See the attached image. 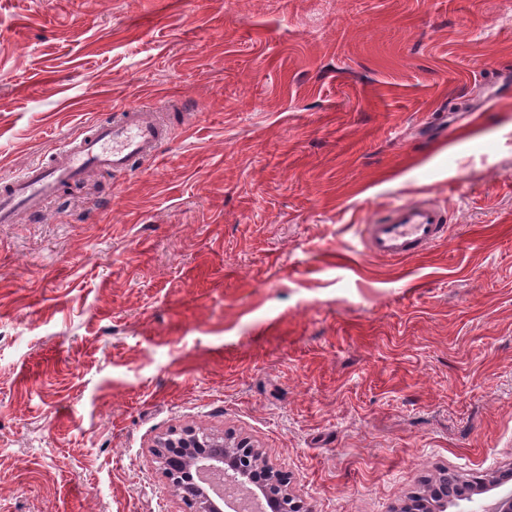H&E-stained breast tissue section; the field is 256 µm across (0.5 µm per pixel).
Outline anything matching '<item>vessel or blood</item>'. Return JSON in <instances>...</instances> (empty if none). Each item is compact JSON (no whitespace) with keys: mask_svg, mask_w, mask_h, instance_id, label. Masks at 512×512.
Here are the masks:
<instances>
[{"mask_svg":"<svg viewBox=\"0 0 512 512\" xmlns=\"http://www.w3.org/2000/svg\"><path fill=\"white\" fill-rule=\"evenodd\" d=\"M170 138V131L138 104L125 107L118 120L88 124L83 136L66 140L48 161L0 181V224L20 223L26 213L48 207L62 186L79 182L89 169L123 173L132 160L155 158ZM364 230L370 253L399 259L446 239L448 220L432 200L419 198L394 205L386 218Z\"/></svg>","mask_w":512,"mask_h":512,"instance_id":"b4317fda","label":"vessel or blood"}]
</instances>
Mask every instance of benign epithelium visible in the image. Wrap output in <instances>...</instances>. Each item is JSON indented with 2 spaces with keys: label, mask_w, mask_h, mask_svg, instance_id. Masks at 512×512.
<instances>
[{
  "label": "benign epithelium",
  "mask_w": 512,
  "mask_h": 512,
  "mask_svg": "<svg viewBox=\"0 0 512 512\" xmlns=\"http://www.w3.org/2000/svg\"><path fill=\"white\" fill-rule=\"evenodd\" d=\"M222 436L192 426L169 430L153 445L160 470L167 481L178 485L190 512H223V503L209 495L194 479L202 469L233 472L241 478L236 487L256 488L268 503L269 512H304L281 474L266 463L257 464L260 452L246 437L223 445ZM507 479L492 474L470 484L468 501L460 512H512V488L499 492Z\"/></svg>",
  "instance_id": "obj_1"
}]
</instances>
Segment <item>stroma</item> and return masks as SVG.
<instances>
[{
  "label": "stroma",
  "instance_id": "obj_1",
  "mask_svg": "<svg viewBox=\"0 0 512 512\" xmlns=\"http://www.w3.org/2000/svg\"><path fill=\"white\" fill-rule=\"evenodd\" d=\"M133 103L157 158L0 224V512H185L188 425L306 512L512 467V0H0V174ZM447 215L427 198L409 200L387 210L386 219L364 226L366 249L375 255L399 259L419 254L447 237ZM223 438L199 428L185 426L169 430L152 446L163 476L172 486L178 484L189 511H224L223 503L211 497L194 479L196 470L212 469L223 474L234 472L238 475L242 483H236L237 492L240 487H247L253 494L252 487L256 488L267 500V511L304 512L301 502L296 500L286 481L282 480V475L260 461L259 450L247 437L240 438L232 446L224 444L223 455L211 456L210 448H222L223 442L220 439ZM257 463L264 471L262 468L257 470Z\"/></svg>",
  "mask_w": 512,
  "mask_h": 512
}]
</instances>
